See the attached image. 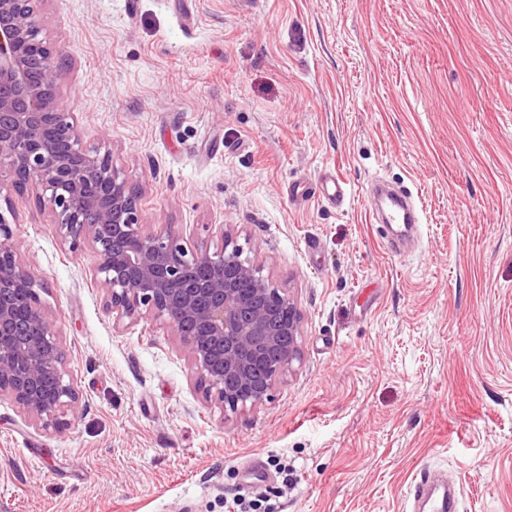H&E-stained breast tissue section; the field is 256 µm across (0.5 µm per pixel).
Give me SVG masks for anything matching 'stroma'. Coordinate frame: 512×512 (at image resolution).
I'll return each mask as SVG.
<instances>
[{"mask_svg": "<svg viewBox=\"0 0 512 512\" xmlns=\"http://www.w3.org/2000/svg\"><path fill=\"white\" fill-rule=\"evenodd\" d=\"M56 101L142 196L145 230L219 229L294 294L303 360L263 405L206 401L171 329L114 321L91 245L0 183L79 400L0 397V512H512V0H41ZM348 184L329 202L321 179ZM407 187L403 255L364 195ZM271 475L243 490V464ZM292 470L282 480L279 462ZM443 485L431 473H421L419 478H415L413 482V489L410 492V499L414 503L425 500L430 511L432 512H455L457 511V501L455 496L448 495V497L433 498V492L438 486Z\"/></svg>", "mask_w": 512, "mask_h": 512, "instance_id": "35a3bbf8", "label": "stroma"}]
</instances>
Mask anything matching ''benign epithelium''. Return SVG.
I'll list each match as a JSON object with an SVG mask.
<instances>
[{
  "label": "benign epithelium",
  "mask_w": 512,
  "mask_h": 512,
  "mask_svg": "<svg viewBox=\"0 0 512 512\" xmlns=\"http://www.w3.org/2000/svg\"><path fill=\"white\" fill-rule=\"evenodd\" d=\"M39 0H0V183L36 189L59 237L89 243L96 279L115 319L165 321L206 394L224 416L255 408L301 361L302 314L294 297L221 231L215 249H189L166 228L142 230L140 194L112 153L84 144L74 117L57 109L53 49ZM0 213V396L34 422L63 424L79 394L35 277ZM205 266L210 274L194 275Z\"/></svg>",
  "instance_id": "7a95c632"
}]
</instances>
